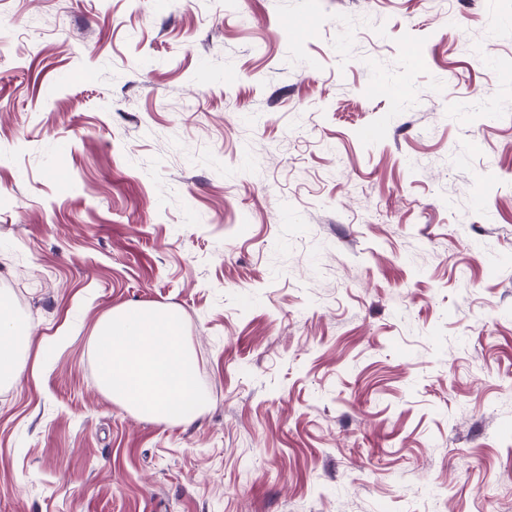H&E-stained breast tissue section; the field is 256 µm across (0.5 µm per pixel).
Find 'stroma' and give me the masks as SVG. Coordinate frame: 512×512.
I'll use <instances>...</instances> for the list:
<instances>
[{
	"instance_id": "35a3bbf8",
	"label": "stroma",
	"mask_w": 512,
	"mask_h": 512,
	"mask_svg": "<svg viewBox=\"0 0 512 512\" xmlns=\"http://www.w3.org/2000/svg\"><path fill=\"white\" fill-rule=\"evenodd\" d=\"M2 285L0 512H512V0H0ZM0 302V380H15L22 374L27 364L20 360L15 344L25 332L24 325L9 314V308Z\"/></svg>"
}]
</instances>
